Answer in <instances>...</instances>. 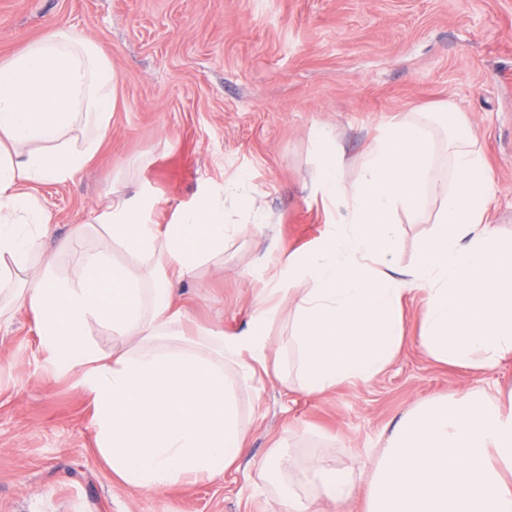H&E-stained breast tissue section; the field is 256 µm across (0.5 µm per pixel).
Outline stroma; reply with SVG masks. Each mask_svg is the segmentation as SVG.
<instances>
[{
    "instance_id": "35a3bbf8",
    "label": "stroma",
    "mask_w": 512,
    "mask_h": 512,
    "mask_svg": "<svg viewBox=\"0 0 512 512\" xmlns=\"http://www.w3.org/2000/svg\"><path fill=\"white\" fill-rule=\"evenodd\" d=\"M63 28L98 45L117 89L96 158L32 192L55 236L106 209L113 188L153 224L246 176L270 234L237 236L224 267L179 289L188 322L243 332L269 253L308 250L336 211L315 182V132L335 138L345 181L377 131L454 102L496 184L489 221L512 233V0H0V61ZM437 197L399 216L402 264L433 227ZM422 294L405 296L406 341L372 382L315 396L263 378L242 396L246 450L223 477L161 492L113 476L96 449L91 400L56 371L33 316L0 323V512H279L257 464L280 440L368 470L416 402L512 390V358L492 371L436 362L418 336Z\"/></svg>"
}]
</instances>
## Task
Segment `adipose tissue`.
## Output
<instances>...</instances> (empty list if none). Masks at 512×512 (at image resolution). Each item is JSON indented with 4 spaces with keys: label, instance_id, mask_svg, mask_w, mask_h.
<instances>
[{
    "label": "adipose tissue",
    "instance_id": "1",
    "mask_svg": "<svg viewBox=\"0 0 512 512\" xmlns=\"http://www.w3.org/2000/svg\"><path fill=\"white\" fill-rule=\"evenodd\" d=\"M117 80L108 57L67 29L0 62V318L31 313L56 368L76 375L91 397L97 450L130 487L161 491L213 479L234 467L250 430L243 391L253 388L272 343L268 329L294 298L279 343L292 372L285 387L309 395L344 381L367 383L405 340V295H425L420 342L433 359L484 371L512 357V234L488 222L494 181L478 138L455 104L383 126L345 182L344 157L322 137L317 186L344 212L320 245L277 258L278 276L256 297L246 330L189 329L178 287L204 264L223 259L241 227L244 179L224 194L148 221L120 191L91 225L54 237L51 216L27 193L63 184L98 154L110 126ZM445 184H436L437 174ZM439 208L412 265L400 264L399 213L419 212L429 193ZM134 261L80 250L88 229ZM53 239L45 250L44 239ZM80 252L62 277L60 258ZM304 283L296 292L295 283ZM120 344L105 353L91 328ZM273 474L282 512H320L356 492L365 512H512V404L475 392L424 399L403 413L369 471L304 458L282 444L260 463Z\"/></svg>",
    "mask_w": 512,
    "mask_h": 512
}]
</instances>
